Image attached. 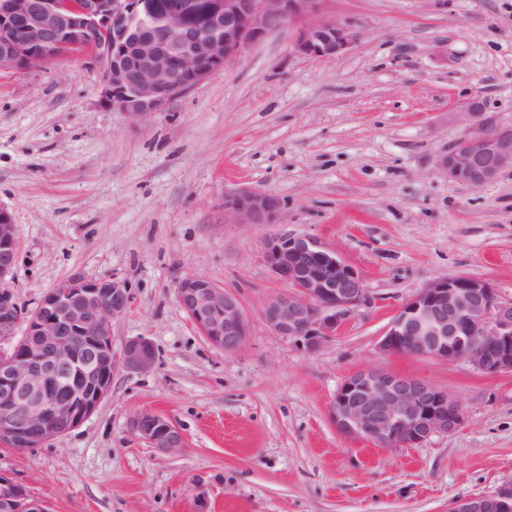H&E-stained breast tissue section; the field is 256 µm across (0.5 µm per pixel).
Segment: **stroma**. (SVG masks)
<instances>
[{
  "instance_id": "35a3bbf8",
  "label": "stroma",
  "mask_w": 512,
  "mask_h": 512,
  "mask_svg": "<svg viewBox=\"0 0 512 512\" xmlns=\"http://www.w3.org/2000/svg\"><path fill=\"white\" fill-rule=\"evenodd\" d=\"M362 32L348 53L311 60L294 29L139 122L100 99L82 52L0 71V207L15 225L6 282L34 309L61 282L115 276L130 295L112 339L148 338L156 363L117 368L76 429L39 448L0 446V470L49 512H448L512 482V373L382 355L397 309L430 280L464 274L512 300V171L471 189L437 170L477 97L512 124V0H326ZM279 198V224H230L224 196ZM335 249L369 301L307 354L262 317L290 293L268 267L280 227ZM201 274L238 294L244 348L211 346L176 300ZM361 368L426 379L464 425L416 448L340 436L330 408ZM172 419L185 448L163 452L131 420Z\"/></svg>"
}]
</instances>
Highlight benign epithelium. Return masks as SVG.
<instances>
[{
    "instance_id": "7a95c632",
    "label": "benign epithelium",
    "mask_w": 512,
    "mask_h": 512,
    "mask_svg": "<svg viewBox=\"0 0 512 512\" xmlns=\"http://www.w3.org/2000/svg\"><path fill=\"white\" fill-rule=\"evenodd\" d=\"M324 0H209L206 27L187 23L198 0H171L160 12L155 0H0V70L30 69L80 51L104 65L101 98L132 121L162 109L230 60L285 25L294 27L295 52L334 59L361 39L353 23L323 11ZM459 138L439 157L438 171L481 188L512 170V126L485 111L479 98L454 111ZM277 197L252 188L224 196L233 224H275ZM15 225L0 208V283L13 271ZM271 271L292 292L267 302L268 327L314 353L340 332L369 300L363 275L333 249L299 233L264 240ZM179 307L213 347L236 353L246 344L248 321L239 297L202 275L176 285ZM130 302L126 284L112 277L68 279L28 311L0 289V342L25 330L8 350L0 348V445L40 448L88 419L108 396L112 374L123 366L148 371L156 363L152 342H112L113 323ZM382 355L428 356L466 362L497 375L512 372V300H502L482 279L445 275L408 299L377 344ZM330 414L346 439L377 448H415L464 424L459 402L428 380L362 368L336 391ZM132 429L153 448L185 447L170 420L140 412ZM0 512H47L10 474L0 472ZM450 512H512V484L461 498Z\"/></svg>"
}]
</instances>
